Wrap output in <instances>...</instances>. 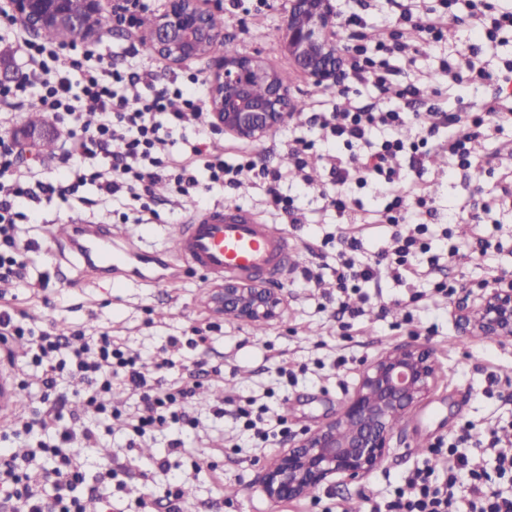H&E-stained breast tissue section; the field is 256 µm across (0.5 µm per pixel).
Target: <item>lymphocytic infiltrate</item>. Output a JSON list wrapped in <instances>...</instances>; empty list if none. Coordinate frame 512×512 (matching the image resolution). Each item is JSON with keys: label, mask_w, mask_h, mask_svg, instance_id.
<instances>
[{"label": "lymphocytic infiltrate", "mask_w": 512, "mask_h": 512, "mask_svg": "<svg viewBox=\"0 0 512 512\" xmlns=\"http://www.w3.org/2000/svg\"><path fill=\"white\" fill-rule=\"evenodd\" d=\"M456 2L440 0V9L427 10L421 24L423 39L428 45L440 46L445 28L453 22L476 31L479 43H455L448 54L440 56L436 74L404 88L400 93L402 102L394 108L382 110L373 103L350 100V92L345 89L341 95L348 98L347 107L313 116L314 122L345 148L344 153L327 157L332 187L320 192L325 208L334 210L344 223H358V216L348 205L353 188L383 184L390 200L377 211L376 220L396 228L391 247L369 261L355 260L353 254L360 249V241L354 235H342L336 264L338 286L368 282L385 272L397 279H430L441 257L428 255L421 241L428 218L438 213L421 181L429 135L440 127L452 126V133L438 147L449 167L468 170L473 166L471 143L490 125L512 123V109L503 107L512 90L499 81L500 74L512 75V58L492 64L479 57L480 42L493 43L502 33L512 32V11L498 9L495 0H468L467 13L460 14L454 9ZM413 18L412 9H404L401 27L371 47L360 32L363 18L356 14L345 17L336 30V39L343 51L346 78L383 94L389 92L393 76L401 72L398 62L406 57L409 42L405 26ZM14 51L25 58L27 71L15 84H0V103L12 105L23 99L31 84L40 86L35 108L67 128L60 157L66 174L60 181L39 179L35 169L18 166L14 139L0 136V282L24 280L28 271L27 250L14 235L16 224L26 218L18 208L19 202L66 200L88 185L95 187L98 203L104 204L127 195L152 199L154 184L164 179L179 196L201 202L215 188L238 187L241 174L247 170L265 184L271 209L295 219L293 201L281 193L279 185L289 171H304L312 148L306 138L289 142L288 164L284 167L259 168L248 155L239 162H227L199 138L174 154L167 150L174 129L192 126L202 101L177 84L156 89L157 62H137L120 69L101 56L94 67L83 70L82 93L99 114L96 126L89 127L82 123L80 112L71 102V84L64 75L68 57L45 44L22 39L16 40ZM439 75L452 86L489 84L495 91L449 114L433 107L407 112L406 101L431 96ZM412 120L421 125L423 136L413 141L398 137V129ZM100 155L109 158L108 168L94 165V158ZM402 158L408 159L417 175L407 187L398 186L395 180L394 163ZM15 337L28 339L22 358L41 371L42 391L39 403L22 404L0 433L2 442L22 439L30 445L28 454L21 458L0 452V503L8 505L10 512H105L107 500L102 493H73L74 487L85 481L76 463L74 445L95 444L97 422L103 416L124 418L133 446L154 438L170 424L190 422L197 381L190 379L176 388L152 384L141 372L137 354L113 343L110 335L87 338L77 346L72 337L25 327L10 305H2L0 341ZM64 379L79 380L84 389L81 412L73 414L71 424L62 427L54 392ZM116 381L138 397L145 415L125 418L113 408L110 396ZM431 453L447 456L445 480H433V467L416 469L389 500L375 504L372 512H449L461 496L467 500V512H512V495L503 494L497 485L498 479L512 478V444L495 435L475 442L464 430L452 441H437ZM41 456L52 460L51 471H36V460ZM45 482L53 487L48 501L34 497L30 491L32 484Z\"/></svg>", "instance_id": "lymphocytic-infiltrate-1"}]
</instances>
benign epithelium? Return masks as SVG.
Listing matches in <instances>:
<instances>
[{
    "label": "benign epithelium",
    "instance_id": "7a95c632",
    "mask_svg": "<svg viewBox=\"0 0 512 512\" xmlns=\"http://www.w3.org/2000/svg\"><path fill=\"white\" fill-rule=\"evenodd\" d=\"M286 48L294 65L317 84L336 82L340 52L334 33L338 24L335 0H290ZM69 0H6L0 12L37 34L58 26L79 37L82 15L69 10ZM213 13L199 0H169L151 27L155 53L173 65L213 54L221 41L209 25ZM269 87L255 100L251 84ZM215 125L224 133L260 141L279 124V115L293 104V96L258 56L222 58L209 91ZM56 135L51 126L24 127L17 139L36 145ZM224 315L242 323L270 322L281 316L283 298L272 288L226 282L211 294ZM459 321L469 336L512 338V276L501 277L463 305ZM437 374L432 351L421 344L404 345L373 360L362 372L358 388L337 416L306 436L287 442L262 475L264 494L273 501L308 495L339 477L354 481L375 469L392 440L390 422L430 391Z\"/></svg>",
    "mask_w": 512,
    "mask_h": 512
}]
</instances>
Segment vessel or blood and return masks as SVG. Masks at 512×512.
<instances>
[{
    "instance_id": "b4317fda",
    "label": "vessel or blood",
    "mask_w": 512,
    "mask_h": 512,
    "mask_svg": "<svg viewBox=\"0 0 512 512\" xmlns=\"http://www.w3.org/2000/svg\"><path fill=\"white\" fill-rule=\"evenodd\" d=\"M52 242L59 263L81 268L84 275L125 272L142 282L159 283L165 265L158 252L135 245L129 232L109 224L73 220L54 227ZM172 255L211 281L264 277L275 284L287 278L295 261L289 237L281 227L256 219L235 204L195 211L178 225ZM22 392L13 364L0 362V421L20 407Z\"/></svg>"
}]
</instances>
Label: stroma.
<instances>
[{"label": "stroma", "instance_id": "stroma-1", "mask_svg": "<svg viewBox=\"0 0 512 512\" xmlns=\"http://www.w3.org/2000/svg\"><path fill=\"white\" fill-rule=\"evenodd\" d=\"M361 3L337 0L336 9L362 13L371 42L393 28L401 13L394 0H378L367 9ZM201 4L220 18L225 41L238 54H259L283 78L296 100L304 102L306 112L335 108L336 84H315L288 59L282 41L288 0H201ZM146 42V27L126 25L110 26L92 42L75 38L65 46L77 64L69 78L78 82L79 66L88 49L125 66L133 56L147 58ZM217 62V55L212 54L179 66L164 65L160 82L189 85L198 96L208 98ZM194 75L200 78L195 85L190 82ZM292 131L314 143L311 155L319 161L314 181H329L320 158L331 142L322 129L306 127L303 114L248 145L257 166L280 164L284 141ZM424 178L441 214L440 220L431 223L425 243L434 254L452 242L460 247L459 255L434 274L435 279L453 281L456 293L452 298L435 293L429 282H400L387 274L356 289L338 288L336 258L345 227L334 211L324 209L313 189L289 178L280 189L295 196L300 222L287 233L300 265L316 268L321 279L309 283L297 274L284 281L280 286L285 300L282 315L259 332L214 314L207 303L211 281L187 271L179 262L172 263L169 281L161 286L130 282L116 288L108 277L82 286L60 281L50 241V226L57 222L71 218L104 222L136 232L147 250L167 247L171 226L185 223L192 206L175 204L165 183L155 185L148 213L127 197L93 208L74 199L30 203L36 221L21 227L22 239L31 244L28 277L20 283H0V293L24 313L26 324L50 326L67 334L76 329L89 336L109 334L115 343L139 354L144 372L163 373L166 385L172 387L181 384L187 368L199 365L204 369L194 397L197 428L169 427L151 440L152 451L146 454L141 448L127 447L123 421L105 419L99 425L98 446L81 450L88 481L98 478L106 459L117 473L112 483L99 488L109 500V512H336L340 505L350 512H369L372 500L388 497L405 475L428 459V450L438 438L453 439L464 422L473 423L476 439L492 430L512 435V339L467 336L457 321L458 308L468 294L512 275V211L493 210L482 226L485 235L501 243V250L483 258L472 255L469 236L457 233L452 240L444 239V216L469 217L473 200L498 197V174L484 171L478 176L433 160ZM266 199L263 183L247 174L237 189L214 190L209 202L230 201L265 222L281 224ZM386 202L384 191L374 185L352 193V206L366 219L358 228L361 248L356 259L389 248L392 226L373 221ZM396 298L409 302L412 320H404L402 311L393 306ZM345 303L350 306L346 313L341 310ZM197 328L207 341L195 346L191 338ZM408 343L430 347L439 371L430 392L409 410L407 422L395 429L382 463L355 482L326 484L309 495L282 502L267 498L260 487L262 471L282 452L285 442L334 418L358 387L364 367L383 352ZM281 366L288 369V376L278 374ZM493 375L498 378L494 386L489 383ZM233 398L250 401L252 412H263L266 424L275 428L272 445L241 435L242 423L229 404ZM218 407L224 408L223 416L215 415ZM282 416L287 419L283 425L278 422ZM176 439L185 440L186 454L170 453L168 445ZM163 457L169 463L167 470L152 468V459ZM172 483L186 488L173 505L165 498Z\"/></svg>", "mask_w": 512, "mask_h": 512}]
</instances>
